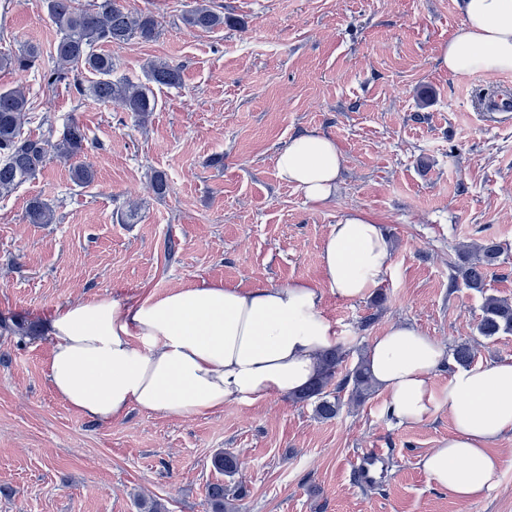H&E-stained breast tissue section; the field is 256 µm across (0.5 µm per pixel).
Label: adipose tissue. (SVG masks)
Listing matches in <instances>:
<instances>
[{
	"label": "adipose tissue",
	"instance_id": "obj_1",
	"mask_svg": "<svg viewBox=\"0 0 512 512\" xmlns=\"http://www.w3.org/2000/svg\"><path fill=\"white\" fill-rule=\"evenodd\" d=\"M463 21L441 54L456 77L512 73V0H460ZM336 141L304 132L277 156L279 178L319 207L331 206L342 169ZM381 224L360 210L333 224L321 253L322 282L295 281L248 291L201 282L121 302L96 297L55 310L49 380L81 415L100 423L131 409L197 416L231 401L290 396L314 378L320 355L338 343L322 301L366 298L392 267ZM449 354L413 325H389L367 351L388 412L420 423L447 410L454 433L419 464L429 479L469 501L497 486L491 450L512 431V363L454 369L443 393L432 375Z\"/></svg>",
	"mask_w": 512,
	"mask_h": 512
}]
</instances>
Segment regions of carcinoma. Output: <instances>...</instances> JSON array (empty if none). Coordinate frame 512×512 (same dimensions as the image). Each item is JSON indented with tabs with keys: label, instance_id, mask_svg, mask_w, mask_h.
I'll return each instance as SVG.
<instances>
[{
	"label": "carcinoma",
	"instance_id": "cac0c4a2",
	"mask_svg": "<svg viewBox=\"0 0 512 512\" xmlns=\"http://www.w3.org/2000/svg\"><path fill=\"white\" fill-rule=\"evenodd\" d=\"M74 0H45L48 16L59 31V39L50 57L53 66L43 73V81L53 89L73 75L72 86L81 97H90L104 105L116 104L131 112L144 123L156 111L158 101L154 88L174 86L180 81L178 67L166 61H154L145 70L146 82L134 83L112 79V55L99 51L103 45L123 44L132 38L151 41L157 37L158 23L153 15L127 8L125 0H92L84 10L73 6ZM182 23L193 29L213 32L224 28V13L207 4H199L182 15ZM43 51L40 46L26 44L15 52L1 53L0 65L21 71L34 68ZM89 73L91 80L79 75ZM30 102L22 86L0 90V196L9 194L23 183L36 178L50 160L74 162L71 180L86 187L96 177L89 164L75 163L86 151L88 143L84 128L76 121L68 123L60 138L52 141L43 136L26 135L24 125L30 120ZM26 218L31 224H51L54 210L39 197L29 200ZM501 246L489 241L480 246L478 255L461 256V262L451 265L454 274L450 285L461 282L473 290L486 286L489 271L500 263ZM478 331L486 339L502 333H512V302L495 296L485 298L483 315ZM453 361L467 367L475 358L471 344L462 341L452 348ZM347 351L342 345L322 354L317 375L299 393L296 403H310L316 416L328 420L340 410L338 393L351 388L350 400L358 405L365 403L373 393V379L365 360L347 373H342ZM213 468L232 478L239 472V459L230 452H220L212 458ZM241 496L240 487L234 483L217 481L207 487L211 512H235V501Z\"/></svg>",
	"mask_w": 512,
	"mask_h": 512
}]
</instances>
